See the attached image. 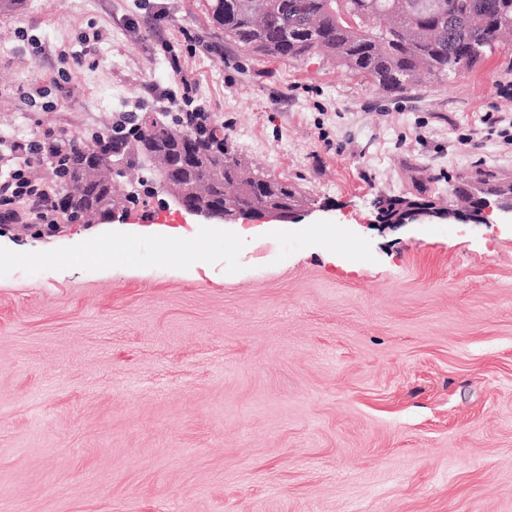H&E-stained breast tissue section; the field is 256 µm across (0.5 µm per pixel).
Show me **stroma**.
Here are the masks:
<instances>
[{
	"label": "stroma",
	"instance_id": "stroma-1",
	"mask_svg": "<svg viewBox=\"0 0 512 512\" xmlns=\"http://www.w3.org/2000/svg\"><path fill=\"white\" fill-rule=\"evenodd\" d=\"M172 53L237 155L311 204L0 225V512H512V216L395 227L374 207L512 178L482 122L512 114V37L390 94L225 42L207 0H24L0 13V136L156 111ZM78 237L114 257L59 276Z\"/></svg>",
	"mask_w": 512,
	"mask_h": 512
}]
</instances>
